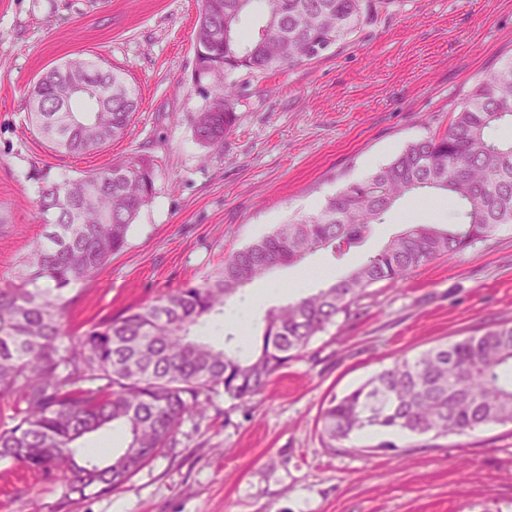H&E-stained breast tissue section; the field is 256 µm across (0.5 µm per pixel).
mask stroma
Masks as SVG:
<instances>
[{
    "instance_id": "35a3bbf8",
    "label": "stroma",
    "mask_w": 512,
    "mask_h": 512,
    "mask_svg": "<svg viewBox=\"0 0 512 512\" xmlns=\"http://www.w3.org/2000/svg\"><path fill=\"white\" fill-rule=\"evenodd\" d=\"M200 0H0V287L44 233L38 178H76L145 154L155 197L126 247L85 284L64 319L68 336L160 295L200 283L229 253L369 176L409 143L444 132L488 73L512 62V0H381L372 18L320 58L273 74L231 77L238 121L205 151L193 117L209 92L192 81ZM121 69L141 104L126 135L96 152H56L32 128L27 93L73 57ZM399 201L361 251H320L245 286L234 303L248 328L198 326L255 350L270 308L298 289L302 267L340 279L419 219ZM512 320V224L467 250L372 286L356 315L338 317L264 392L215 398L185 417L176 447L112 492L79 498L56 475L0 460V512H512V425L466 436L404 437L395 452L374 434L321 442L324 400L397 359Z\"/></svg>"
}]
</instances>
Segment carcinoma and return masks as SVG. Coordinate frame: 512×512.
<instances>
[{"label": "carcinoma", "mask_w": 512, "mask_h": 512, "mask_svg": "<svg viewBox=\"0 0 512 512\" xmlns=\"http://www.w3.org/2000/svg\"><path fill=\"white\" fill-rule=\"evenodd\" d=\"M374 0H202L195 29L197 86L216 89L193 130L205 148L220 145L237 122L227 74L277 72L319 58L365 23ZM261 18L251 41L243 17ZM108 94L91 108L72 99L77 78ZM33 127L72 155L94 152L124 135L139 100L124 73L76 57L45 72L28 90ZM512 63L486 75L438 136L408 144L388 164L326 199L320 211L283 224L228 254L208 279L170 291L93 325L69 346L63 319L82 285L127 244L155 194V167L144 155L75 179L41 176L38 206L51 216L43 240L22 263L20 284L0 288V402L13 401L12 425L0 422V459L35 475L61 474L67 494L83 498L119 488L164 449L177 444L186 415H203L214 398L251 399L340 315L348 316L379 282L397 284L420 265L462 252L512 224ZM440 191L454 208L449 224L415 222L364 257L348 275L268 311L261 345L249 356L192 334L224 314L240 289L272 269L326 250L335 259L364 246L395 204ZM325 447L353 435H466L512 424V322L396 360L320 414ZM127 446L101 460L77 443L111 425Z\"/></svg>", "instance_id": "carcinoma-1"}]
</instances>
